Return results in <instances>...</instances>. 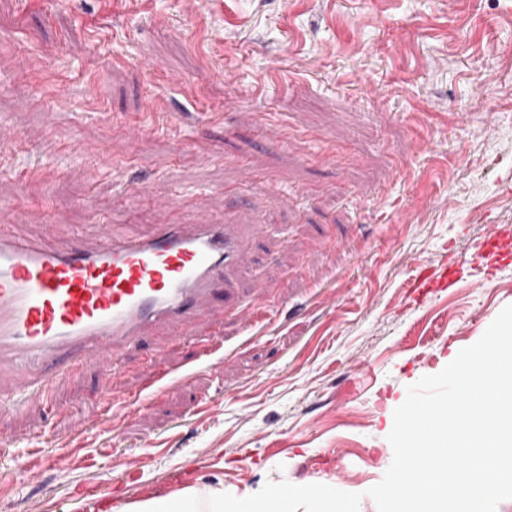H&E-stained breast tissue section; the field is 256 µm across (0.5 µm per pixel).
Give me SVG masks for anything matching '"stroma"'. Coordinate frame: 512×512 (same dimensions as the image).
<instances>
[{"label":"stroma","instance_id":"1","mask_svg":"<svg viewBox=\"0 0 512 512\" xmlns=\"http://www.w3.org/2000/svg\"><path fill=\"white\" fill-rule=\"evenodd\" d=\"M0 126V222L55 221L72 247L189 211L260 224L237 288L268 285L263 325L225 319L223 363L173 349L113 431L84 426L93 368L0 411L7 512L283 481L378 512L408 387L512 305V259L477 255L512 230V0H0ZM78 429V456L32 480L44 436Z\"/></svg>","mask_w":512,"mask_h":512}]
</instances>
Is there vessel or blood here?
Returning <instances> with one entry per match:
<instances>
[{
    "label": "vessel or blood",
    "instance_id": "obj_1",
    "mask_svg": "<svg viewBox=\"0 0 512 512\" xmlns=\"http://www.w3.org/2000/svg\"><path fill=\"white\" fill-rule=\"evenodd\" d=\"M260 225L158 224L135 234L109 225L84 249L57 245L60 227L47 224L39 239L0 224V403L22 405L43 394L54 378L88 367L103 382L89 427L111 430L120 405L147 409L166 386L165 347L189 343L200 358L223 349L218 322L235 302L225 289L247 250L246 233ZM480 258L512 257V235L490 226ZM151 336L156 387L130 391L117 386L131 354ZM53 447L48 465L67 462L77 437Z\"/></svg>",
    "mask_w": 512,
    "mask_h": 512
}]
</instances>
